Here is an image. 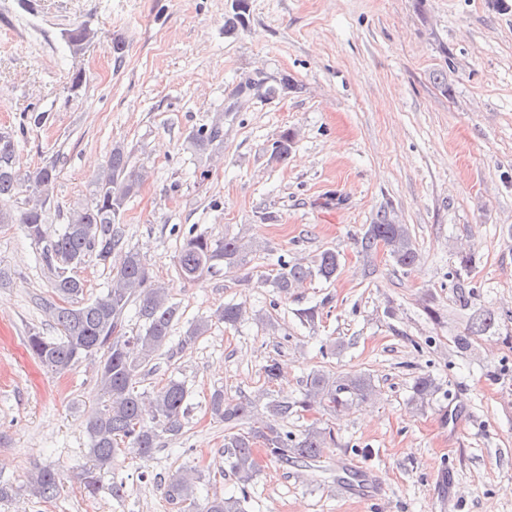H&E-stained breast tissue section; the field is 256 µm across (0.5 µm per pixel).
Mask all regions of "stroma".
Masks as SVG:
<instances>
[{
  "mask_svg": "<svg viewBox=\"0 0 512 512\" xmlns=\"http://www.w3.org/2000/svg\"><path fill=\"white\" fill-rule=\"evenodd\" d=\"M247 3L244 28L228 34L232 0H0V132L16 135L21 169L57 164L45 232L89 200L113 145L131 150L147 177L121 214L125 241L180 311L140 386L175 378L189 391L181 435H162L146 460L117 454L87 496L98 363L58 376L29 353V330L57 333L42 307L54 295L35 243L0 224V484L15 490L0 512H180L160 481L189 468L199 497L238 495L211 394L296 398L315 371L364 374L378 396L342 415L289 416L285 430L322 420L335 442L313 469L257 447L245 512H512V0ZM82 22L98 35L74 58L62 35ZM76 67L86 82L73 93ZM283 77L292 89L265 96ZM219 112L224 141L205 161L188 135ZM287 128L294 147L274 160ZM384 210L408 226L413 266L363 252ZM191 229L266 249L243 273L189 282L177 254ZM327 249L335 280L285 296L267 283L278 259L307 264ZM227 303L245 319L216 320ZM485 307L496 324L458 351L453 336ZM200 320L208 331L181 347ZM271 360L281 374L269 383ZM423 375L437 390L420 404ZM45 467L60 479L47 501L26 491Z\"/></svg>",
  "mask_w": 512,
  "mask_h": 512,
  "instance_id": "35a3bbf8",
  "label": "stroma"
}]
</instances>
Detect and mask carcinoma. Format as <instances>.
Wrapping results in <instances>:
<instances>
[{"mask_svg":"<svg viewBox=\"0 0 512 512\" xmlns=\"http://www.w3.org/2000/svg\"><path fill=\"white\" fill-rule=\"evenodd\" d=\"M222 140L223 128L216 121L193 131L189 142L204 156ZM294 141L295 132L284 129L273 142V158L287 159ZM17 151L14 134L1 132L0 224L22 225L27 236L40 246L36 259L50 270L53 293L59 298L49 311L60 335L50 337L32 330L27 336V346L44 367L57 374L70 370L83 359L100 356L97 377L101 398L88 414L90 465L81 473L84 488L93 497L99 490L102 474L112 466L117 452L124 449L141 459L149 458L158 447L161 434L174 436L183 428L188 411L185 385L171 379L160 389L146 392L139 389L138 381L140 372L155 353L170 342L179 310L132 249L125 252L107 290L93 298L84 299L85 282L73 273L90 259L105 265L115 251L125 247L119 217L140 181L131 152L121 145L112 148L101 172L94 177L90 202L73 208L62 231L49 238L43 224L51 210L56 165L49 163L23 172L17 166ZM381 241L390 245L389 255L400 267H409L418 259L408 227L394 223L385 212L368 225L361 246L368 253ZM260 250L261 245L242 238L215 239L190 231L180 245L178 273L190 282L221 270L235 273L245 268L252 255ZM278 266L273 287L286 294L288 289L313 277L326 281L336 278L340 260L336 252L325 250L310 265L280 259ZM134 302L138 304L141 329L129 335L124 316ZM245 314L244 306L227 304L216 312V317L233 325ZM496 321L497 316L490 309L475 313L467 332L452 337L453 344L462 352L469 350L476 338ZM208 326L206 320L192 324L180 340L181 346L192 344L208 331ZM435 388L431 377H418L414 385L417 400L425 401ZM374 393L371 379L366 376L315 372L306 380L300 397L291 401H267L262 405L266 413L263 427L246 430L244 425L255 417L259 400L237 402L225 397L221 390L213 392L210 412L224 423V447L229 466L240 481V496L215 495L200 501L197 480L201 476L191 470L163 482L165 499L180 506L182 512L190 507L193 512H243L248 483L258 468L254 454L257 441H262L270 456L278 460L312 467L334 442L331 429L314 422L294 434L284 430L281 421L316 406L331 414L349 410ZM58 488V475L51 468L38 471L28 483L31 495L44 501L54 498Z\"/></svg>","mask_w":512,"mask_h":512,"instance_id":"obj_1","label":"carcinoma"}]
</instances>
